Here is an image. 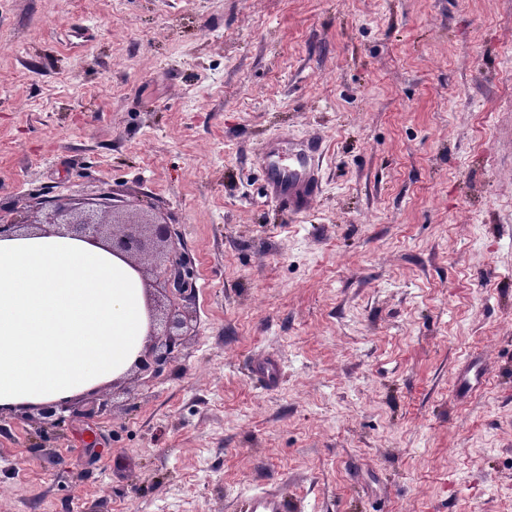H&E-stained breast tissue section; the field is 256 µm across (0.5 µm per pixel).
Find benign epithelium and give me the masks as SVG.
<instances>
[{"label": "benign epithelium", "mask_w": 512, "mask_h": 512, "mask_svg": "<svg viewBox=\"0 0 512 512\" xmlns=\"http://www.w3.org/2000/svg\"><path fill=\"white\" fill-rule=\"evenodd\" d=\"M44 220L30 222L25 218L8 224H0V236L16 232L25 227L42 230L51 229L56 233H68L72 236L89 238L102 242L113 255L128 261L140 275H145L142 259L156 256L172 239L171 227L156 222H139L120 217L118 205L109 195H103L92 208H80L67 205L59 199H42L37 203ZM164 291L182 302L193 298L194 288L189 282V272L181 258L168 257L161 270ZM150 328L145 349L135 367L148 371L158 370L174 356L181 345V333L184 321L179 318L176 308L166 314L165 328L157 331L154 309H149Z\"/></svg>", "instance_id": "1"}]
</instances>
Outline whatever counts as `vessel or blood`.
<instances>
[{"instance_id": "b4317fda", "label": "vessel or blood", "mask_w": 512, "mask_h": 512, "mask_svg": "<svg viewBox=\"0 0 512 512\" xmlns=\"http://www.w3.org/2000/svg\"><path fill=\"white\" fill-rule=\"evenodd\" d=\"M320 149V140L313 137L288 151L278 141L265 144L263 174L267 192L284 211L303 213L319 195L312 161ZM246 512H288V507L278 495L258 492L249 498Z\"/></svg>"}]
</instances>
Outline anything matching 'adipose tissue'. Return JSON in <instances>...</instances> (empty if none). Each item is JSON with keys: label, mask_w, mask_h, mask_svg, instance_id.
<instances>
[{"label": "adipose tissue", "mask_w": 512, "mask_h": 512, "mask_svg": "<svg viewBox=\"0 0 512 512\" xmlns=\"http://www.w3.org/2000/svg\"><path fill=\"white\" fill-rule=\"evenodd\" d=\"M148 324L140 274L103 245L0 238V409L62 404L123 377Z\"/></svg>", "instance_id": "1"}]
</instances>
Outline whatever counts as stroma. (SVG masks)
<instances>
[{
    "label": "stroma",
    "mask_w": 512,
    "mask_h": 512,
    "mask_svg": "<svg viewBox=\"0 0 512 512\" xmlns=\"http://www.w3.org/2000/svg\"><path fill=\"white\" fill-rule=\"evenodd\" d=\"M313 135L289 214L256 161ZM106 192L183 343L1 413L0 512H512V0H0V217ZM167 263L160 271L163 289L169 295L182 302H189L193 298L194 288L189 282L190 274L181 258L168 257ZM246 512H288V507L278 495L258 492L248 499Z\"/></svg>",
    "instance_id": "stroma-1"
}]
</instances>
